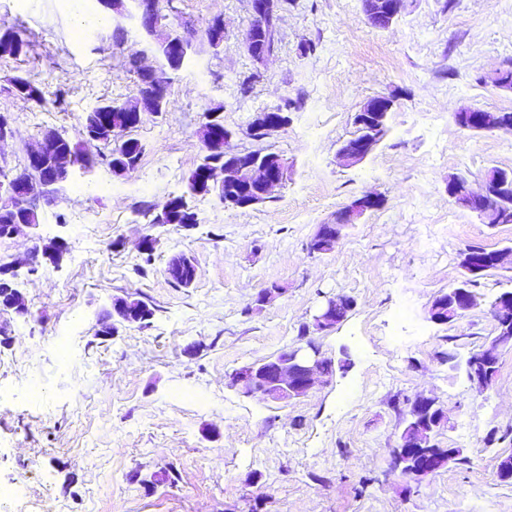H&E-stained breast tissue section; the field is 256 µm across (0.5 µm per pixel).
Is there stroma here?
<instances>
[{"label":"stroma","instance_id":"1","mask_svg":"<svg viewBox=\"0 0 512 512\" xmlns=\"http://www.w3.org/2000/svg\"><path fill=\"white\" fill-rule=\"evenodd\" d=\"M156 2L196 34L170 73L166 111L129 132L143 146L138 167L75 171L40 201L36 227L0 239V264H19L13 286L27 307L0 306V488L15 492L7 512H512V483L498 476L512 455V348L488 390L466 372L494 334L490 303L512 290V269L487 276L485 304L460 320L428 315L461 280L462 251L512 245V224L483 223L448 196L451 175L477 188L491 169L512 170L511 133L455 123L470 107L512 112V90L494 84L512 69V0H407L386 28L368 21L363 0H291L261 64L243 44L250 0ZM216 15L224 42L214 49L203 30ZM8 29L30 48L0 58V113L14 130L0 167H23L48 129L104 152L84 142L81 117L135 95L129 61L146 45L138 20L113 21L99 0H0V33ZM307 43L314 52L303 53ZM26 73L45 81L44 107L9 91L8 78ZM379 95L394 100L385 137L363 163L340 166L355 113ZM287 99V128L250 140L248 124ZM216 107L234 132L231 151L262 146L287 159L285 185L244 209L189 196L197 222L187 229L146 224L140 210L186 194L204 154V114ZM370 192L383 207L347 226L332 251L309 254L319 224ZM429 224L439 227L430 241ZM145 233L157 239L148 263L138 250ZM53 238L67 245L56 263L42 253ZM178 255L196 268L190 285L168 273ZM272 286L281 295L254 308ZM337 296L353 307L316 338L335 361L328 386L290 403L229 386L235 369L299 345ZM118 299L154 314L100 336ZM398 336L407 346H394ZM388 360L395 371L377 386ZM422 393L448 409L438 446L462 449L464 460L413 481L392 469L390 450L408 400Z\"/></svg>","mask_w":512,"mask_h":512}]
</instances>
